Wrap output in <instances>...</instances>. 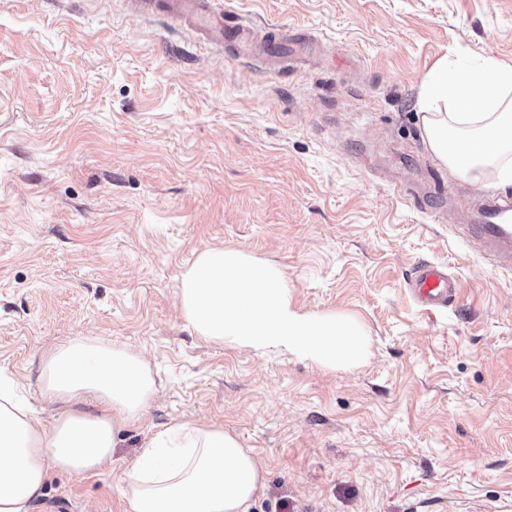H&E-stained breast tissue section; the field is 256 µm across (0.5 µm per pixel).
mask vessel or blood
<instances>
[{"label":"vessel or blood","instance_id":"1","mask_svg":"<svg viewBox=\"0 0 512 512\" xmlns=\"http://www.w3.org/2000/svg\"><path fill=\"white\" fill-rule=\"evenodd\" d=\"M175 15L193 16L199 27L214 41L225 35L237 37L245 52L289 59L312 55L316 44L301 29L288 28L277 39L257 42L250 38L248 25L238 17L213 9L209 0H168ZM461 238L477 242L483 253L498 269L512 272V197L493 200L483 210L482 221L461 227ZM409 292L424 310L435 311L454 306L460 298L456 280L446 265L433 261L417 262L407 280Z\"/></svg>","mask_w":512,"mask_h":512}]
</instances>
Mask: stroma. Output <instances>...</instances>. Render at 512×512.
I'll use <instances>...</instances> for the list:
<instances>
[{"mask_svg":"<svg viewBox=\"0 0 512 512\" xmlns=\"http://www.w3.org/2000/svg\"><path fill=\"white\" fill-rule=\"evenodd\" d=\"M259 32L325 36L336 63L240 56L128 0H0V373L44 421V353L89 336L161 388L94 474L51 471L31 512H128L123 479L169 425L216 424L266 473L251 512H497L512 502V272L401 199L413 173L476 214L496 170L431 153L438 61L512 65V0H216ZM224 247L274 264L293 307L351 318L327 368L197 336L184 272ZM447 264L440 312L406 289ZM409 292L426 311L448 309L460 298V288L448 272V266L433 261H419L407 280Z\"/></svg>","mask_w":512,"mask_h":512,"instance_id":"obj_1","label":"stroma"}]
</instances>
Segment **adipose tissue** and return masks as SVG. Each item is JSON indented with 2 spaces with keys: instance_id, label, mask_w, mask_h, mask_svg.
Here are the masks:
<instances>
[{
  "instance_id": "adipose-tissue-1",
  "label": "adipose tissue",
  "mask_w": 512,
  "mask_h": 512,
  "mask_svg": "<svg viewBox=\"0 0 512 512\" xmlns=\"http://www.w3.org/2000/svg\"><path fill=\"white\" fill-rule=\"evenodd\" d=\"M419 109L432 154L465 175L493 167L512 182V67L492 57L439 64ZM42 391L65 409L44 425L0 378V512H30L50 470L91 474L112 459L117 436L139 421L158 384L140 353L74 337L44 354ZM265 471L237 436L179 422L148 439L122 487L129 512H249Z\"/></svg>"
}]
</instances>
